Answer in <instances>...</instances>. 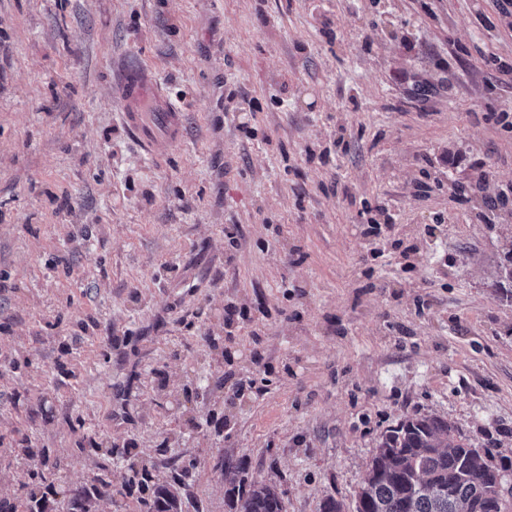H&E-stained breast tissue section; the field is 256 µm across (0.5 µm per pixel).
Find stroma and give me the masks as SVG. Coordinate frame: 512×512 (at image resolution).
I'll return each mask as SVG.
<instances>
[{"mask_svg":"<svg viewBox=\"0 0 512 512\" xmlns=\"http://www.w3.org/2000/svg\"><path fill=\"white\" fill-rule=\"evenodd\" d=\"M185 113L125 133L126 61ZM512 0H0V512H353L436 413L512 460ZM382 224L367 232L368 219ZM223 381L209 398L198 391ZM224 483L227 489L230 507L234 512H285V504L276 487L265 483H255L250 489L241 492L237 489V467L224 460L221 465Z\"/></svg>","mask_w":512,"mask_h":512,"instance_id":"stroma-1","label":"stroma"}]
</instances>
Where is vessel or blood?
Returning a JSON list of instances; mask_svg holds the SVG:
<instances>
[{
	"label": "vessel or blood",
	"mask_w": 512,
	"mask_h": 512,
	"mask_svg": "<svg viewBox=\"0 0 512 512\" xmlns=\"http://www.w3.org/2000/svg\"><path fill=\"white\" fill-rule=\"evenodd\" d=\"M117 95L125 129L147 156L158 159L182 144L184 114L152 69L137 62L124 65Z\"/></svg>",
	"instance_id": "obj_1"
}]
</instances>
